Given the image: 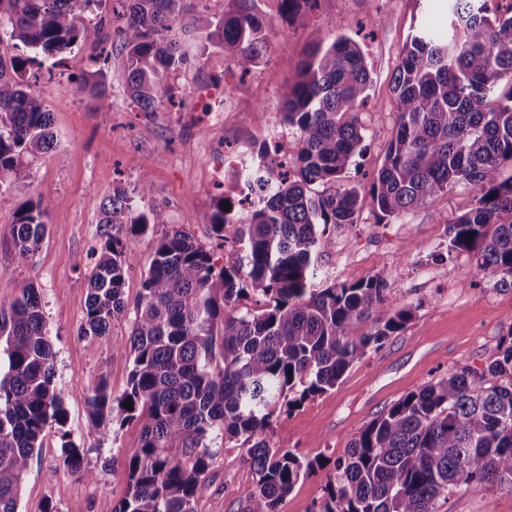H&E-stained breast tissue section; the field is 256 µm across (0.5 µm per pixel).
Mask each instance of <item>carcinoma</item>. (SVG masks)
Segmentation results:
<instances>
[{"instance_id":"obj_1","label":"carcinoma","mask_w":512,"mask_h":512,"mask_svg":"<svg viewBox=\"0 0 512 512\" xmlns=\"http://www.w3.org/2000/svg\"><path fill=\"white\" fill-rule=\"evenodd\" d=\"M117 18L134 30L125 44L127 88L140 112L158 111L160 94L186 59L173 28L182 0H125ZM217 18L201 14L195 32L231 51L250 72L267 47L265 17L254 0ZM448 37L425 28L406 42L394 76L396 135L370 195L378 216L396 218L465 183L472 208L450 222L448 254L471 252L494 286L512 288V6L449 0ZM102 0H0V188L56 147L52 113L30 92L35 55L70 53L98 39ZM318 0H280L282 15L306 25ZM24 47L33 53H10ZM106 75L85 76L80 90L101 96ZM370 85L360 44L337 35L313 43L294 80L280 92L282 121L300 132L288 164L267 160L246 174L261 192L244 220L219 198L208 217L226 242L224 266L193 236L173 228L154 249L133 305V369L126 391L106 381L88 397L96 428L140 424V446L126 462L128 492L112 512H195L194 496L222 435L247 448L255 481L246 512H278L302 478L315 472L291 452L271 447L277 408L287 411L336 387L370 347L378 348L413 316L390 305V287L373 277L313 287L319 238L329 226L357 223L362 198L348 182L364 150L360 106ZM323 186L318 191L315 186ZM56 198L21 204L7 231L11 254L32 257ZM103 242L89 280L81 335L102 344L112 321L128 312L123 282L134 263L126 238L166 223L165 212L134 208L121 187L101 206ZM379 316L368 323L372 312ZM0 512H18L21 484L44 433H60L62 465L89 476L84 449L64 430L67 411L54 385V355L41 301L32 287L0 301ZM131 401L133 408L123 406ZM512 489V341L477 371L463 367L407 394L361 429L327 476L313 512H438L461 485Z\"/></svg>"}]
</instances>
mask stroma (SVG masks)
<instances>
[{
  "label": "stroma",
  "mask_w": 512,
  "mask_h": 512,
  "mask_svg": "<svg viewBox=\"0 0 512 512\" xmlns=\"http://www.w3.org/2000/svg\"><path fill=\"white\" fill-rule=\"evenodd\" d=\"M118 0H104V41L86 44L57 58L53 70L64 81L41 80L32 91L53 116L58 145L31 166L10 188L0 189V229L9 227L20 205L37 197L57 199L45 237L35 256L14 260L0 244V300L27 286L39 294L54 353L55 385L64 396L66 429L85 450L88 479L67 474L56 429L46 432L22 481L18 512H43L53 504L68 512H111L128 491L125 464L139 445L140 426L132 422L99 431L91 427L87 398L99 380L113 396L128 386L133 367L130 318L113 322L109 339L98 343L80 334L93 261L101 240L102 200L123 185L138 210L162 207L166 224L133 238L135 262L124 291L135 301L160 236L167 227H185L213 250L217 248L205 216L217 197L237 201L243 169L258 162V148L280 142L295 145L299 133L281 120L279 92L294 79L302 53L318 40L338 34L360 41L372 82L361 110L366 149L357 156L349 181L367 187V173L379 169L396 131L393 78L410 36L424 27L444 36L450 22L448 0H319L306 28L289 25L279 0H258L270 23L268 49L261 63L242 73L230 53L202 48L192 22L197 12L223 15L232 0H183L171 32L188 57L171 79L173 99L156 112L130 108L126 94L124 44L130 30L110 19ZM105 60L111 109L77 88L95 61ZM238 158L225 164L226 156ZM150 190L141 193V179ZM223 195H216L215 180ZM473 194L466 185L390 220L377 216L364 200L356 224L323 235L317 247V283L354 284L373 277L390 286L393 304L413 306L412 318L380 349L367 350L328 393L307 399L294 411H278L268 434L270 445L316 462L314 475L299 480L279 504V512H313L324 496L334 462L354 435L419 386L462 367L483 369L498 357L512 331V289L494 287L480 274L475 256H448L451 220L467 212ZM215 452L194 497L195 512H246L255 474L239 442L215 439ZM439 512H512V489L469 485L440 501Z\"/></svg>",
  "instance_id": "1"
}]
</instances>
